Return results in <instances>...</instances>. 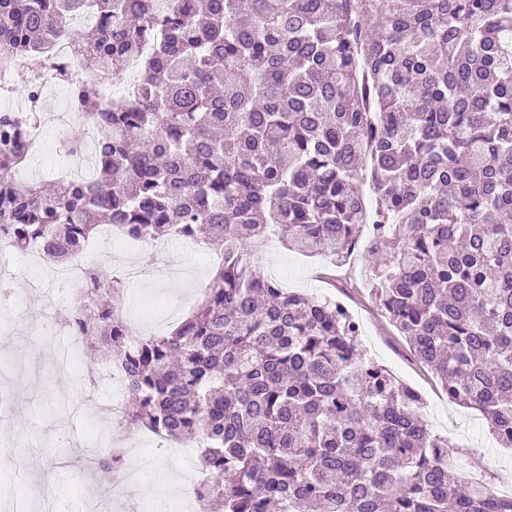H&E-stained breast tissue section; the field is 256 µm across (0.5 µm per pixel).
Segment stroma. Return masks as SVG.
<instances>
[{
    "mask_svg": "<svg viewBox=\"0 0 512 512\" xmlns=\"http://www.w3.org/2000/svg\"><path fill=\"white\" fill-rule=\"evenodd\" d=\"M67 102L64 86L46 87V120L30 161L36 181L53 180L68 162L58 151L54 120L55 113L66 111ZM256 252L262 272L284 287L342 301L359 321L369 355L421 394L432 429L447 437L490 490L512 486V448L501 447L490 437L485 450L471 447L468 428L478 412L449 401L435 376L414 360L404 338L370 302L363 286L364 271L372 260L366 248H359L339 267L328 257L289 250L277 242L258 245ZM136 254L146 274L127 288L128 318L138 334L169 333L191 312L208 284V251L170 238L161 250L146 246L137 248ZM59 269V264L42 256L18 253L13 271L24 304L17 313L0 310V321L15 324L12 333H0V395L9 394L11 399L0 414V512H34L32 487L45 482L55 488L51 505L57 512H87L98 500L96 486L104 479L103 473L87 466L83 443L88 439L126 449L130 463L138 461L139 450L152 451L147 477L127 485L122 498L128 512H168L176 495L168 489L167 479L176 468L190 466L180 447L157 449V438L150 432H130L101 417V410L112 404V394L104 385L86 394L82 377L97 368L98 361L84 350H70L67 331H56L51 341L53 350L72 359L74 366L68 370L54 367L51 350L28 343L45 305L65 302L57 282Z\"/></svg>",
    "mask_w": 512,
    "mask_h": 512,
    "instance_id": "35a3bbf8",
    "label": "stroma"
}]
</instances>
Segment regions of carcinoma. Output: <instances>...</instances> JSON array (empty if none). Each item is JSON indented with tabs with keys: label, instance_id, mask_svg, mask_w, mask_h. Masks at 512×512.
<instances>
[{
	"label": "carcinoma",
	"instance_id": "obj_1",
	"mask_svg": "<svg viewBox=\"0 0 512 512\" xmlns=\"http://www.w3.org/2000/svg\"><path fill=\"white\" fill-rule=\"evenodd\" d=\"M94 2V39L70 34L89 74L56 77L97 131L94 174L19 185L27 133L0 110V234L62 264L102 224L223 246L163 336L135 334L122 282L85 266L61 320L123 367L122 428L203 441L207 512H512L452 474L421 395L367 356L347 308L281 287L252 253L275 237L341 264L373 225L372 302L511 448L512 0H165L160 17ZM84 7L0 0V93L25 85L35 120L21 59ZM114 58L140 77L107 106L94 72L121 75Z\"/></svg>",
	"mask_w": 512,
	"mask_h": 512
}]
</instances>
